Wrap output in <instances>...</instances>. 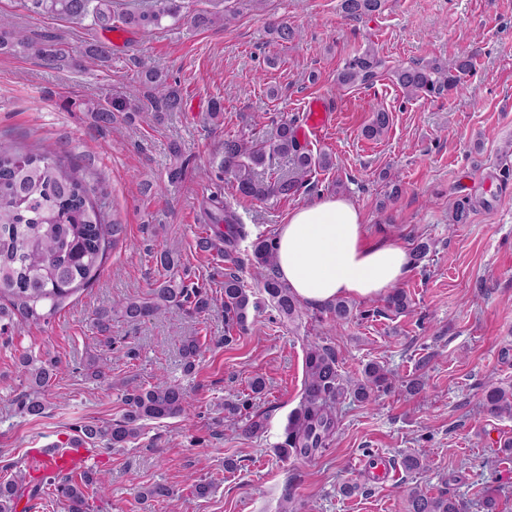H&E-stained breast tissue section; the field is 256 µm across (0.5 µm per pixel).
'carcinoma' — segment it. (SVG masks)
I'll return each instance as SVG.
<instances>
[{
	"label": "carcinoma",
	"mask_w": 512,
	"mask_h": 512,
	"mask_svg": "<svg viewBox=\"0 0 512 512\" xmlns=\"http://www.w3.org/2000/svg\"><path fill=\"white\" fill-rule=\"evenodd\" d=\"M115 0H28L29 10L35 14L63 16L75 25H91L112 29L113 22L147 29L157 27L166 18L179 21L181 0H137L135 6L118 13L112 5ZM381 0H341V9L348 17H361L378 11ZM234 15L197 13L191 21L207 26L217 21L229 24ZM270 32L277 42L288 43L298 37L297 31L286 22L272 24ZM32 50L48 67L61 69L72 62L64 43L50 38L38 44L21 32L0 23V51ZM107 47L90 43L76 66L87 71L106 62ZM382 67L378 52L370 47L353 57L338 73L337 82L352 88L372 82ZM471 68V57L461 53L446 66L411 65L393 72L396 84L409 96L446 87H458L460 76ZM144 97L155 111L176 112L181 108L179 89L167 82L163 71L146 67L142 71ZM94 114L96 124L110 128L116 113L126 112V119L134 120V113L122 104L108 105L100 100L86 103ZM390 116L382 107L372 109L364 127L369 139L381 137L389 128ZM171 153L177 162L168 168L170 183L182 180L185 162L182 149L175 144ZM278 157L290 159L291 171L276 179L260 177L258 168H264ZM332 165L326 153L312 154L297 141L292 123L279 124L270 139L231 136L224 139V151L217 165L216 177L230 175L236 182L238 194L244 198L265 201L274 197L296 194L316 168ZM96 187L81 173L80 166L69 156L46 148L27 146L13 138L0 136V333H6L16 321L41 322L49 319L60 304L72 293L88 286L99 275L106 255L123 234L121 224H110L102 206L95 199ZM213 211L205 235L197 246L204 252L213 251L224 260V319L228 328H245L251 304V291L235 271L239 266V246L249 232L231 205L217 197L212 198ZM156 262L169 275L155 281L144 297H125L113 301L95 313L94 328L102 335L105 353L89 365L91 374L110 380L109 363L112 353V317L137 323L156 318L178 308L201 317L214 306V298L207 286L188 283L173 273L178 266V251L165 247L157 252ZM250 262L253 279L268 296L280 315L290 321L299 318L301 301L288 284L276 273L274 241L263 236L250 243ZM386 308L395 314L411 311L412 300L402 288H394L387 296ZM325 311L338 325L354 316L352 304L338 298L325 305ZM183 372L190 374L202 354V344L196 336H186L179 349ZM21 371L30 382L31 391L18 403L21 414L40 417L47 408L45 393L61 371L56 359L41 360L28 353L18 359ZM306 377L300 407L289 417L284 441L278 445L282 456L309 458L325 447L335 434L333 409L336 401L350 393L360 401L371 399L375 391L390 386L388 371L378 362H370L363 369L362 378L344 380L338 370L336 352L329 346L309 345L305 356ZM125 406L120 419L105 424L90 423L82 428V438L100 443L108 449L123 448L137 439L146 421H163L185 417L191 403L187 390L175 382H163L151 387L138 386L125 391ZM483 411L492 417L512 418V387L494 382L482 391ZM267 419L262 416L246 418L242 433L257 437L265 433ZM106 489L101 476L86 472L79 478L67 475H49L38 484H31L19 473L17 478L0 482V512H17L23 498L30 500L50 494L67 502L68 512H88L85 489ZM405 512H459L458 502L444 494L429 495L416 488L403 490Z\"/></svg>",
	"instance_id": "obj_1"
}]
</instances>
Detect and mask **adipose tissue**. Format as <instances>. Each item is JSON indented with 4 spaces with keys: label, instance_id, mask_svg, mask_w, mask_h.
Segmentation results:
<instances>
[{
    "label": "adipose tissue",
    "instance_id": "adipose-tissue-1",
    "mask_svg": "<svg viewBox=\"0 0 512 512\" xmlns=\"http://www.w3.org/2000/svg\"><path fill=\"white\" fill-rule=\"evenodd\" d=\"M276 242L280 279L311 305L380 297L413 263L402 244L372 237L357 205L337 196L289 213Z\"/></svg>",
    "mask_w": 512,
    "mask_h": 512
}]
</instances>
